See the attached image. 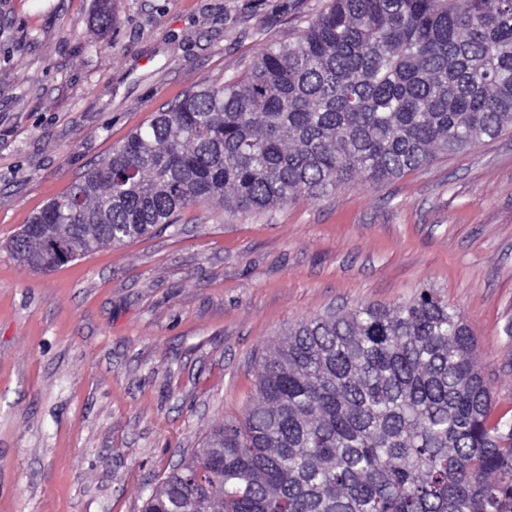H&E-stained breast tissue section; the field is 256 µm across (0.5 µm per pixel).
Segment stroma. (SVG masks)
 I'll use <instances>...</instances> for the list:
<instances>
[{
    "instance_id": "35a3bbf8",
    "label": "stroma",
    "mask_w": 512,
    "mask_h": 512,
    "mask_svg": "<svg viewBox=\"0 0 512 512\" xmlns=\"http://www.w3.org/2000/svg\"><path fill=\"white\" fill-rule=\"evenodd\" d=\"M329 0H0V512H142L261 357L328 308L432 289L512 409V129L259 213L211 201L48 272L9 239L155 112L244 75Z\"/></svg>"
}]
</instances>
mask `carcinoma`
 <instances>
[{"instance_id":"cac0c4a2","label":"carcinoma","mask_w":512,"mask_h":512,"mask_svg":"<svg viewBox=\"0 0 512 512\" xmlns=\"http://www.w3.org/2000/svg\"><path fill=\"white\" fill-rule=\"evenodd\" d=\"M118 17L103 0L96 26ZM512 127V0H330L250 70L155 113L13 236L48 270L177 223L398 177ZM144 512H512V416L428 289L299 321Z\"/></svg>"}]
</instances>
